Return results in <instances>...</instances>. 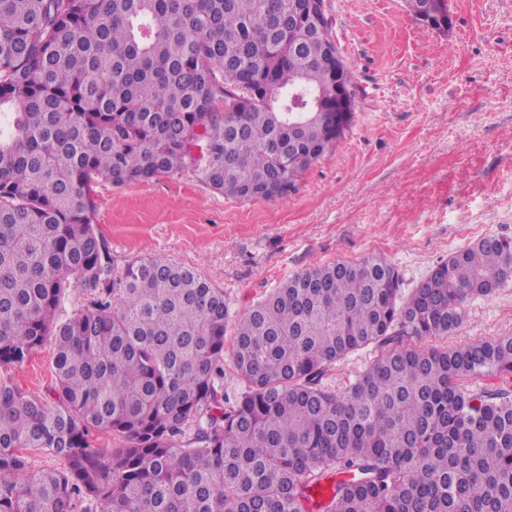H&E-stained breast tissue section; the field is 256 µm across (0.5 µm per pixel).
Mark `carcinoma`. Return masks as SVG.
Masks as SVG:
<instances>
[{
  "instance_id": "obj_1",
  "label": "carcinoma",
  "mask_w": 512,
  "mask_h": 512,
  "mask_svg": "<svg viewBox=\"0 0 512 512\" xmlns=\"http://www.w3.org/2000/svg\"><path fill=\"white\" fill-rule=\"evenodd\" d=\"M289 2L0 0V364L55 351L54 396L0 379V512H512V392L472 389L512 378V336L418 344L512 279V239L406 297L380 256L288 278L235 322L232 399L224 289L158 257L111 266L97 183L187 172L272 199L335 147L313 100L333 101L336 41L289 29ZM371 345L354 383H321ZM30 448L62 467L29 471Z\"/></svg>"
}]
</instances>
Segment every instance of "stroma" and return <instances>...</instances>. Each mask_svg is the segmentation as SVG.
Segmentation results:
<instances>
[{"instance_id":"stroma-1","label":"stroma","mask_w":512,"mask_h":512,"mask_svg":"<svg viewBox=\"0 0 512 512\" xmlns=\"http://www.w3.org/2000/svg\"><path fill=\"white\" fill-rule=\"evenodd\" d=\"M452 26L421 25L402 0H327L354 78L336 147L294 191L235 200L189 173L95 187L96 224L116 267L156 256L223 288L231 318L313 266L377 255L415 287L471 241L512 238V0H446ZM512 335V281L466 305L447 344ZM53 346L0 367L43 396Z\"/></svg>"}]
</instances>
